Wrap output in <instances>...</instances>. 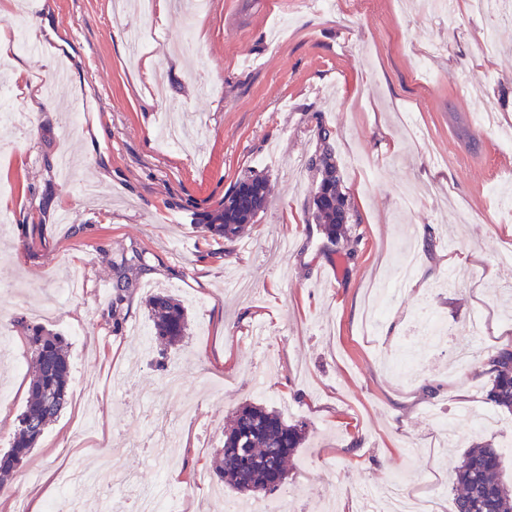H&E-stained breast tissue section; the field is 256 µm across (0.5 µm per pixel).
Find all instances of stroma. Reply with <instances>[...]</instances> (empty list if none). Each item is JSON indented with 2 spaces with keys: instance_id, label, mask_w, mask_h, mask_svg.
Instances as JSON below:
<instances>
[{
  "instance_id": "stroma-1",
  "label": "stroma",
  "mask_w": 512,
  "mask_h": 512,
  "mask_svg": "<svg viewBox=\"0 0 512 512\" xmlns=\"http://www.w3.org/2000/svg\"><path fill=\"white\" fill-rule=\"evenodd\" d=\"M0 0V45L24 133L0 161V454L28 395L26 326L69 346V399L13 476L15 512L32 491L62 494V469L111 455L131 475L112 499L81 485L80 512H130L136 491H170L177 512H222L232 491L210 478L224 425L242 403L303 420L289 464L288 512H358L399 474L454 512L453 468L472 441L512 439V414L486 398L483 358L512 336V10L469 0H208L189 17L138 0ZM24 12L42 42L22 53L10 20ZM149 41L133 49L132 34ZM69 69L56 85L59 64ZM22 79H15V72ZM53 106L33 109V94ZM331 132L358 255L347 261L311 217L308 160ZM268 205L233 244L210 236L224 196L249 172ZM419 190L416 205L400 189ZM416 244L415 275L375 333L368 290L390 281ZM141 251L121 302L113 266ZM79 280L63 297L64 281ZM163 291L188 309L187 335L157 369L146 307ZM398 334H391L389 324ZM470 360L449 371L458 349ZM194 417L182 414L186 400ZM165 411L177 445L152 453L146 416ZM453 436L433 450L434 416Z\"/></svg>"
}]
</instances>
